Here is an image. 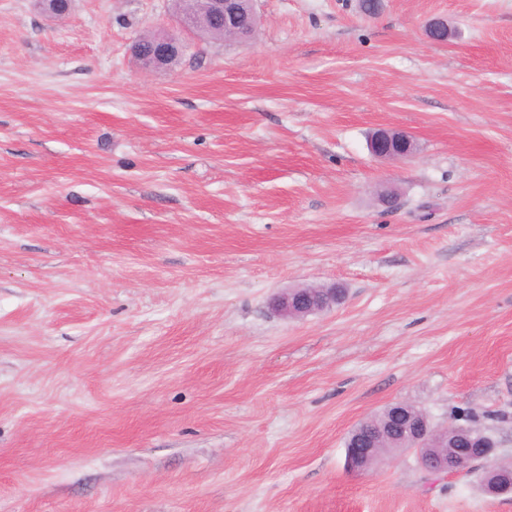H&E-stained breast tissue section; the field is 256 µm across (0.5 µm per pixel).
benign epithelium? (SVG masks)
<instances>
[{
  "label": "benign epithelium",
  "instance_id": "1",
  "mask_svg": "<svg viewBox=\"0 0 512 512\" xmlns=\"http://www.w3.org/2000/svg\"><path fill=\"white\" fill-rule=\"evenodd\" d=\"M71 0H39L42 10L49 16L61 15L69 10ZM184 9L178 14L180 26L187 31L196 30L195 13L199 0H183ZM212 20L223 27L224 37L245 39L251 35L256 23L255 0H204ZM428 38L435 42L448 36V24L442 19L430 20L425 28ZM185 45L173 36L154 34L147 41L134 42V56L146 67H162L178 57ZM371 152L380 158H404L416 151V144L407 133L381 128L370 139ZM272 308L285 318H302L329 310L336 306V288L286 290L271 297ZM403 421L406 434L415 448H429L438 430L427 416L415 418L411 406L402 402L388 408V420L383 424L361 422L349 435L346 448V464L357 472H364L376 460L382 434L390 431L394 421ZM471 462L470 453L461 449L452 454L434 455L431 460H420L421 466L431 473H452L466 468Z\"/></svg>",
  "mask_w": 512,
  "mask_h": 512
}]
</instances>
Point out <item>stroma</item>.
<instances>
[{"mask_svg": "<svg viewBox=\"0 0 512 512\" xmlns=\"http://www.w3.org/2000/svg\"><path fill=\"white\" fill-rule=\"evenodd\" d=\"M257 11L0 0V512H512L411 450L345 464L396 402L512 459V0ZM158 32L189 48L148 69ZM184 9L178 14L180 26L196 31L195 13L203 2L212 20L223 27L225 39H245L251 35L256 23L255 0H183ZM370 149L380 158H404L416 151V144L406 132L381 128L372 134ZM330 287L329 290L296 288L282 291L271 297L270 304L285 318H302L336 307V285Z\"/></svg>", "mask_w": 512, "mask_h": 512, "instance_id": "obj_1", "label": "stroma"}]
</instances>
